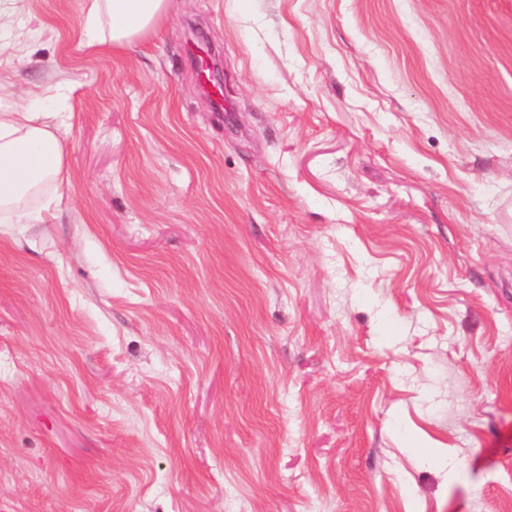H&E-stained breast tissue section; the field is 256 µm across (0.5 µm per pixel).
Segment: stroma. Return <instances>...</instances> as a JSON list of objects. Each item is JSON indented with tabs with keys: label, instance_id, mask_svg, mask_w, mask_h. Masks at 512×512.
<instances>
[{
	"label": "stroma",
	"instance_id": "1",
	"mask_svg": "<svg viewBox=\"0 0 512 512\" xmlns=\"http://www.w3.org/2000/svg\"><path fill=\"white\" fill-rule=\"evenodd\" d=\"M85 2L0 46L69 174L0 234V512H507L512 0H173L112 52Z\"/></svg>",
	"mask_w": 512,
	"mask_h": 512
}]
</instances>
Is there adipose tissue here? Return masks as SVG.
Instances as JSON below:
<instances>
[{
  "mask_svg": "<svg viewBox=\"0 0 512 512\" xmlns=\"http://www.w3.org/2000/svg\"><path fill=\"white\" fill-rule=\"evenodd\" d=\"M170 0H91L84 14L85 46L123 49L154 27ZM58 112L0 111V220L44 224L48 207L28 201L43 185L61 187L66 179L67 143Z\"/></svg>",
  "mask_w": 512,
  "mask_h": 512,
  "instance_id": "adipose-tissue-1",
  "label": "adipose tissue"
}]
</instances>
